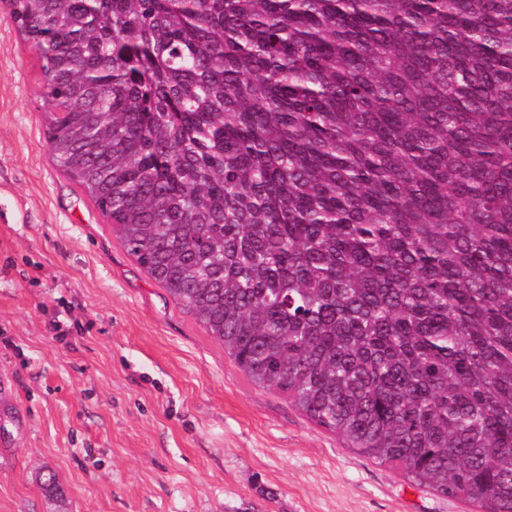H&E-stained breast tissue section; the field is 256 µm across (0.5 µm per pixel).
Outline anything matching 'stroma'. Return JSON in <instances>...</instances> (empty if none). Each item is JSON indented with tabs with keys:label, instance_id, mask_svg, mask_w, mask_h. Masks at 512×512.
Wrapping results in <instances>:
<instances>
[{
	"label": "stroma",
	"instance_id": "35a3bbf8",
	"mask_svg": "<svg viewBox=\"0 0 512 512\" xmlns=\"http://www.w3.org/2000/svg\"><path fill=\"white\" fill-rule=\"evenodd\" d=\"M9 13L0 0V512H477L254 386L151 278L54 163L39 55Z\"/></svg>",
	"mask_w": 512,
	"mask_h": 512
}]
</instances>
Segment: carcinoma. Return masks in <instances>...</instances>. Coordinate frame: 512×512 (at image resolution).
<instances>
[{"instance_id":"cac0c4a2","label":"carcinoma","mask_w":512,"mask_h":512,"mask_svg":"<svg viewBox=\"0 0 512 512\" xmlns=\"http://www.w3.org/2000/svg\"><path fill=\"white\" fill-rule=\"evenodd\" d=\"M54 162L259 388L512 512V0H10Z\"/></svg>"}]
</instances>
